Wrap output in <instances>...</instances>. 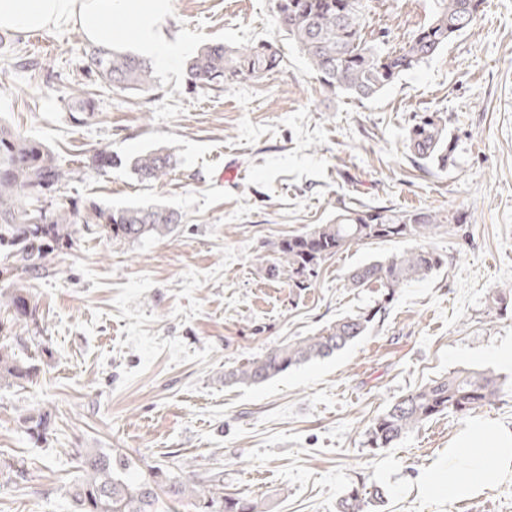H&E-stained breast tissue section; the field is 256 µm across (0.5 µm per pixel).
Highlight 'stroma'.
I'll use <instances>...</instances> for the list:
<instances>
[{"mask_svg":"<svg viewBox=\"0 0 512 512\" xmlns=\"http://www.w3.org/2000/svg\"><path fill=\"white\" fill-rule=\"evenodd\" d=\"M273 8L173 0L163 30L187 50L157 68L150 93L88 78L91 44L75 27L0 30V120L69 169L58 200L157 204L183 216L164 239L81 240L30 281L53 357L36 382L0 388V453L34 474L21 486L0 474V512H69L72 448L220 471L225 493L261 499L270 512H338L348 492L375 486L382 496L364 512H512V482L493 476L473 499L422 491L467 415H437L389 448L366 445L389 404L463 369L506 379L475 414L512 426V367L493 357L512 344V318L488 308L490 289L512 288V0H484L472 31L362 101L322 87L276 31ZM433 10L434 0H372L366 35L401 47ZM262 42L280 51L275 72L218 91L190 87L186 62L202 45ZM81 86L97 104L84 123L68 109ZM425 112L443 117L455 143L448 170L419 168L407 148L405 131ZM99 148L122 166L93 170ZM157 148L176 166L142 183L125 161ZM345 207L430 208L466 221L427 239L445 263L399 288L364 336L262 384H225V369L380 299L344 278L397 242L350 247L307 288L265 273L274 243L332 223ZM36 404L55 418L41 448L20 427Z\"/></svg>","mask_w":512,"mask_h":512,"instance_id":"35a3bbf8","label":"stroma"}]
</instances>
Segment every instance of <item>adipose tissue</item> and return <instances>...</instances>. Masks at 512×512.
Here are the masks:
<instances>
[{"label": "adipose tissue", "instance_id": "adipose-tissue-1", "mask_svg": "<svg viewBox=\"0 0 512 512\" xmlns=\"http://www.w3.org/2000/svg\"><path fill=\"white\" fill-rule=\"evenodd\" d=\"M172 0H0V30L17 33L66 25L91 43H125L155 64L172 65L183 51L168 40L162 25ZM512 480V427L491 419L468 421L450 440L448 454L433 468L423 492L448 500L476 498L487 478Z\"/></svg>", "mask_w": 512, "mask_h": 512}]
</instances>
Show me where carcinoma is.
I'll use <instances>...</instances> for the list:
<instances>
[{
	"mask_svg": "<svg viewBox=\"0 0 512 512\" xmlns=\"http://www.w3.org/2000/svg\"><path fill=\"white\" fill-rule=\"evenodd\" d=\"M277 31L293 41L317 79L330 92L365 100L377 97L403 74L429 60L454 38L472 29L483 0H436L430 20L396 50H387L367 39L364 20L370 0H274ZM273 44L233 47L203 45L186 64L189 85L210 89L242 79H261L281 66ZM86 71L115 89L150 92L156 85L150 60L132 53L94 48L87 53ZM70 110L74 120L95 117V101L82 88L73 89ZM408 147L423 168H448L452 147L440 117L421 115L408 128ZM122 164L106 149L97 150L92 166L105 172ZM129 165L141 181L159 182L169 175L172 155L154 149L132 157ZM69 171L39 141L0 120V387L31 383L40 373L39 363L52 358L48 341L30 337L34 355L22 357L3 332L37 323V303L24 282L43 277L52 256L67 254L88 236L135 242L164 238L182 223L175 210L160 205L114 207L95 199L68 206L56 201V192ZM464 223L463 215L451 218L433 209L412 211L388 208L344 209L331 224L292 234L275 244V261L267 263L268 275L288 277L294 288H308L322 265L354 245L377 242H414L380 260L363 263L347 276L349 288L385 290L391 298L407 282L425 278L443 264L442 257L421 241L434 235L441 224ZM489 308L500 317L512 314V289L489 292ZM379 309L361 311L337 320L317 335L276 346L263 356L224 373V381L259 384L287 369L326 358L364 335ZM503 382L491 372L461 370L438 378L403 396L378 415L367 430V445L389 448L404 435L444 412L466 413L492 402ZM24 433L36 444L52 439V413L32 407L20 418ZM69 454L80 471L65 490L70 512H158L163 500L168 512H264L247 496L224 493L219 472L187 476L172 474L169 466L154 464L136 473L132 462L105 448H72ZM15 484L31 480L22 460L0 458V473ZM374 488L357 490L339 503V512H363L365 503L379 498Z\"/></svg>",
	"mask_w": 512,
	"mask_h": 512,
	"instance_id": "obj_1",
	"label": "carcinoma"
}]
</instances>
